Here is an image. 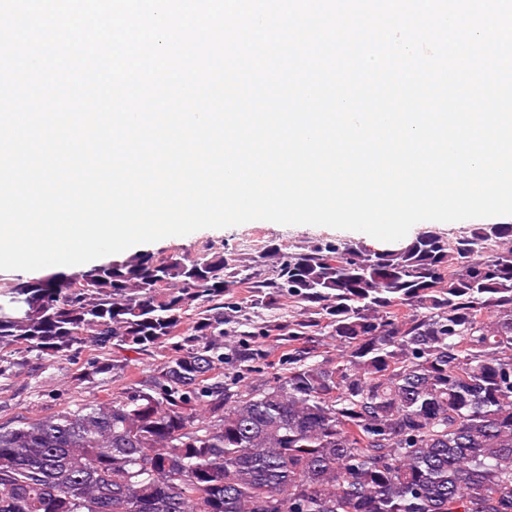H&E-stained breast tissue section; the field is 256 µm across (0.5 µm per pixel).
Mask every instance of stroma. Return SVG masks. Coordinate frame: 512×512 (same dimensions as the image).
I'll return each instance as SVG.
<instances>
[{
    "label": "stroma",
    "instance_id": "obj_1",
    "mask_svg": "<svg viewBox=\"0 0 512 512\" xmlns=\"http://www.w3.org/2000/svg\"><path fill=\"white\" fill-rule=\"evenodd\" d=\"M320 240L364 244L367 234L325 226H284L273 222H249L226 229H202L183 237H168L145 244L146 252L166 256L173 253L224 252L247 263L275 266L289 246H306ZM78 363L29 359L15 376L0 378V424L22 418L36 419L79 404L111 397L123 385L111 378L76 383Z\"/></svg>",
    "mask_w": 512,
    "mask_h": 512
}]
</instances>
